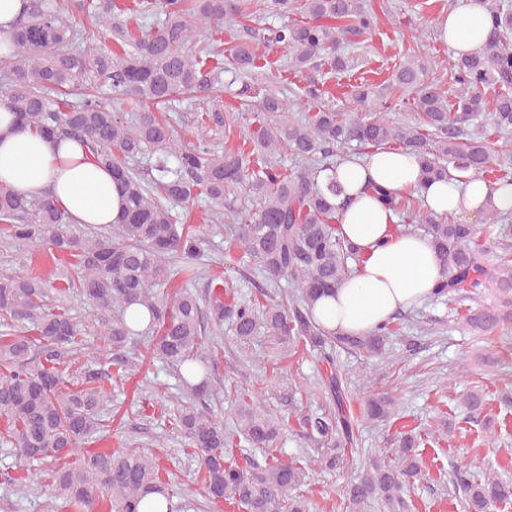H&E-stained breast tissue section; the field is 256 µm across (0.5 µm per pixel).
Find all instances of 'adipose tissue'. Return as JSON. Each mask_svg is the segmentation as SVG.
<instances>
[{"instance_id": "ef3b65f1", "label": "adipose tissue", "mask_w": 512, "mask_h": 512, "mask_svg": "<svg viewBox=\"0 0 512 512\" xmlns=\"http://www.w3.org/2000/svg\"><path fill=\"white\" fill-rule=\"evenodd\" d=\"M436 27L454 54L463 56L480 47L489 23L480 0H459ZM336 178L345 188L338 223L360 261L349 279L316 302L314 316L324 330L339 335L370 334L396 311L423 305L439 280L430 238L398 232L397 214L373 196V186L414 193L425 208L443 216H476L492 208L512 212V185L492 187L478 177L425 182L416 158L406 151L341 157ZM0 186L28 198L50 197L75 224L115 223L122 208L110 168L91 161L76 141L38 133L2 106Z\"/></svg>"}]
</instances>
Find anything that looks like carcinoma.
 <instances>
[{
    "label": "carcinoma",
    "mask_w": 512,
    "mask_h": 512,
    "mask_svg": "<svg viewBox=\"0 0 512 512\" xmlns=\"http://www.w3.org/2000/svg\"><path fill=\"white\" fill-rule=\"evenodd\" d=\"M17 23L14 49L6 72L0 73V105L15 112L32 129L83 143L93 158L112 169L121 186L123 208L118 217L117 240L108 237L61 236L55 232L67 215L48 198L39 202L0 189V223L18 241L38 249L49 243L74 257L78 280L67 289L78 292L101 308L127 310L138 304L151 312L156 329L153 354L181 369L182 404L174 425L200 456L206 490L214 501L244 512H309L304 495L296 492L316 467L335 469L347 462L357 444L354 419L344 410L343 379L336 372L333 352L342 347L384 355L394 333L387 324L366 336L326 333L314 320L318 297L335 290L359 261L353 246L339 233L336 198L343 187L326 171L336 166L345 150L357 145L368 150L403 148L418 158L421 179L463 182L472 175L490 184H512V155L493 158L483 130L488 109L484 91L495 92L490 121L494 132L512 134V4L482 0L491 30L474 53L446 62L450 94L424 83L425 67L412 56L400 63L394 82L403 96L376 103L370 85H350L349 95L362 112H335L324 106L303 119L290 116L288 99L259 87L258 127L250 133L253 147L227 148L222 154L187 149L172 126L151 110H142L126 124L112 104L98 96L103 81L120 95L141 103L163 105L181 95L211 87L202 61L190 45L224 22L240 23L267 12L279 17L301 15V20L268 29L266 42L283 44L289 67L302 70L344 72L350 60L341 51L348 37L374 29L378 15L364 0H136L133 11L143 18L164 19L136 35L118 20L124 12L116 0H79L77 9L93 13L107 30L78 29L55 0H26ZM262 54L239 47L229 61L238 75L258 79ZM415 114V122L398 124L391 111ZM301 163L293 172L281 165L282 155ZM150 156L151 172L133 168L131 162ZM245 188L257 196L258 207L223 213L227 197ZM375 193L396 212L418 208L414 223L398 224L397 231L411 233L419 227L431 238L440 266L433 296L470 300L465 323L475 331L500 330L499 339L512 344L506 318L479 303L487 293L512 297V214L491 210L484 224L457 222L437 215L411 196ZM204 196L215 219L233 224L230 245L241 257L259 266L272 281L287 280L291 295L278 300L262 291L248 301L214 294L209 302L211 320L230 325L233 335L247 341L264 329L287 352L310 347L329 366L325 380L332 408L303 420L306 437L323 451L300 459L272 456L264 469L251 461L241 463L236 454L246 447L273 448L283 430V420L256 406L246 390L236 394L237 425L224 424L199 409L211 384L207 370L197 364L205 328L200 300L190 289L176 290L172 298L159 295L175 275L171 259H183L184 282L196 277L194 260L206 243L201 228H186L174 220L173 204H192ZM499 251L497 263L485 264L491 249ZM50 281L42 277L0 278V318L31 320L36 337L0 333V417L6 422L0 442L16 449L19 465L46 457L78 455L75 465L54 473L65 506L72 512H94L100 502L108 512H138L151 493L165 491L152 458L123 449L91 451L82 444L104 430L101 409L107 394L100 385L109 365L118 377L131 363L122 356L102 352L94 366L83 372L81 384L65 385L57 364L78 335L76 322L65 312L43 311ZM136 331L121 318L107 332L112 347L120 348ZM394 400L374 394L361 415L371 421H389ZM463 404L474 417L484 406L480 390L468 392ZM446 434L404 431L391 456L375 460L348 485L349 512H364L370 502H381L386 512H406L401 496L406 482L421 475L418 448L437 443ZM454 485L463 494L466 512H492L512 504V482L490 470L480 479L462 468Z\"/></svg>",
    "instance_id": "1"
}]
</instances>
